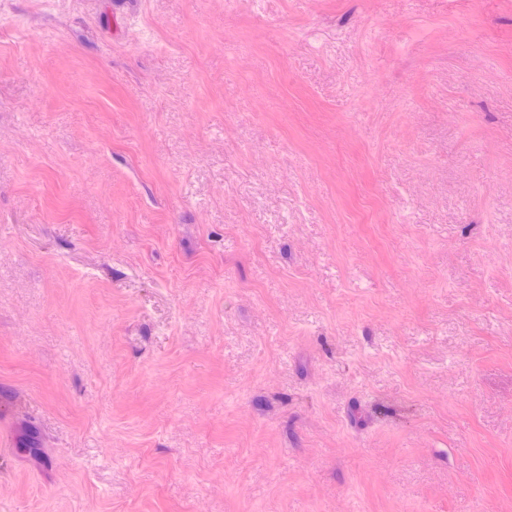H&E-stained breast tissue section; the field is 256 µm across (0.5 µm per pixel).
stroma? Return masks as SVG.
Here are the masks:
<instances>
[{
    "mask_svg": "<svg viewBox=\"0 0 512 512\" xmlns=\"http://www.w3.org/2000/svg\"><path fill=\"white\" fill-rule=\"evenodd\" d=\"M0 512H512V0H0Z\"/></svg>",
    "mask_w": 512,
    "mask_h": 512,
    "instance_id": "obj_1",
    "label": "stroma"
}]
</instances>
